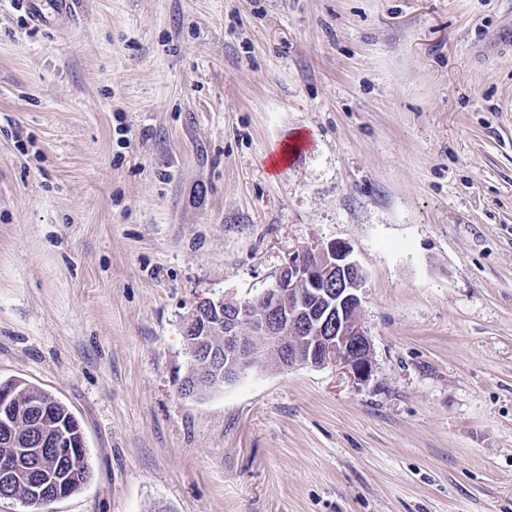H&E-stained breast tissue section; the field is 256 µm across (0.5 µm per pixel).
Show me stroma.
I'll return each instance as SVG.
<instances>
[{
	"label": "stroma",
	"instance_id": "obj_1",
	"mask_svg": "<svg viewBox=\"0 0 512 512\" xmlns=\"http://www.w3.org/2000/svg\"><path fill=\"white\" fill-rule=\"evenodd\" d=\"M76 10L0 0V381L65 403L92 469L49 512H512V0ZM334 242L367 380L180 394L197 305ZM76 0H31L29 7L30 23L34 27L50 24L51 21H74Z\"/></svg>",
	"mask_w": 512,
	"mask_h": 512
}]
</instances>
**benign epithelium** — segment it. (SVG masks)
<instances>
[{
	"mask_svg": "<svg viewBox=\"0 0 512 512\" xmlns=\"http://www.w3.org/2000/svg\"><path fill=\"white\" fill-rule=\"evenodd\" d=\"M364 275L351 250L334 243L295 253L257 301L219 298L183 322L192 366L179 390L206 392L275 361L342 365L363 380L372 372V346L359 313Z\"/></svg>",
	"mask_w": 512,
	"mask_h": 512,
	"instance_id": "1",
	"label": "benign epithelium"
}]
</instances>
